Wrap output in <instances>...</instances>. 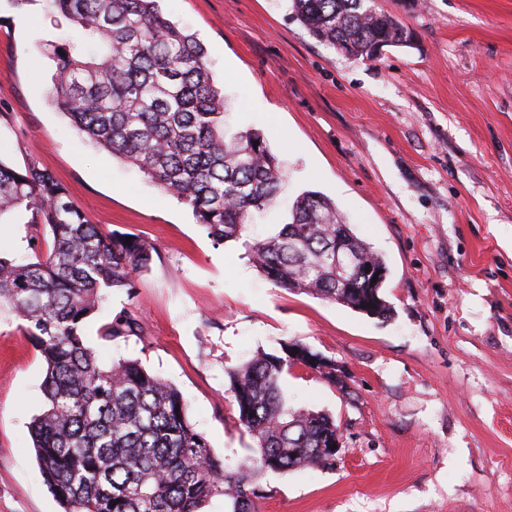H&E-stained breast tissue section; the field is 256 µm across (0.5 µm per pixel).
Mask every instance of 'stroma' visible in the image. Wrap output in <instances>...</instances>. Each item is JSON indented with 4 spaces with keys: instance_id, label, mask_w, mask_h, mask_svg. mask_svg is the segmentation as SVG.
<instances>
[{
    "instance_id": "obj_1",
    "label": "stroma",
    "mask_w": 512,
    "mask_h": 512,
    "mask_svg": "<svg viewBox=\"0 0 512 512\" xmlns=\"http://www.w3.org/2000/svg\"><path fill=\"white\" fill-rule=\"evenodd\" d=\"M410 41L377 60L314 39L287 0H161L204 43L224 126L280 160L277 203L246 239L275 233L302 192L334 201L380 254L381 321L275 286L241 242L214 245L191 209L91 144L49 100V44L73 25L44 0H0V161L51 173L86 219L154 247L131 293L87 322L99 362H140L174 385L226 470L254 457L227 368L298 341L334 360V387L294 367L289 405L332 415L333 466L266 472L258 512H512V0H375ZM48 229L18 213L0 250L25 260ZM142 332L109 341L122 308ZM45 365L0 310V512H61L30 423Z\"/></svg>"
}]
</instances>
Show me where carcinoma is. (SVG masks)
Instances as JSON below:
<instances>
[{
    "label": "carcinoma",
    "mask_w": 512,
    "mask_h": 512,
    "mask_svg": "<svg viewBox=\"0 0 512 512\" xmlns=\"http://www.w3.org/2000/svg\"><path fill=\"white\" fill-rule=\"evenodd\" d=\"M159 0H45L75 26L50 45L52 104L76 130L140 170L191 208L216 245L239 240L253 216L283 188L282 167L254 130L227 135L224 93L213 81L203 44L161 12ZM308 33L342 53L373 60L377 44L400 43L407 30L375 0H290ZM17 210L50 230L52 244L31 242V258L0 255V305L25 321L45 364V408L31 423L44 482L63 512H199L222 496L231 512H257L256 485L267 470L285 472L336 460L335 419L296 410L281 389L303 356L325 381L343 385L335 362L285 341L225 370L239 421L257 464L225 470L187 417L171 384L132 360L100 364L84 326L108 292L131 293L132 274L149 266L153 247L90 224L47 171L0 161V220ZM254 267L277 286L388 319L381 290L363 267L386 263L356 237L336 203L318 192L297 196L288 222L246 243ZM355 259L350 270L336 251ZM125 307L100 329L112 340L139 335Z\"/></svg>",
    "instance_id": "obj_1"
}]
</instances>
